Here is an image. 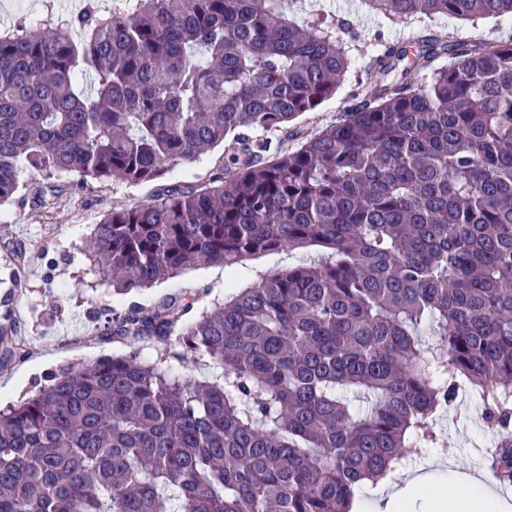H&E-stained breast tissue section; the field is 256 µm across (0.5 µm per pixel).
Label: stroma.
I'll return each instance as SVG.
<instances>
[{"mask_svg": "<svg viewBox=\"0 0 512 512\" xmlns=\"http://www.w3.org/2000/svg\"><path fill=\"white\" fill-rule=\"evenodd\" d=\"M116 0H0V29L28 22L34 15L67 19L94 6L113 9ZM298 20L335 27L336 36L353 53H360L374 35L397 40L412 37V24H393L372 12L364 0H297ZM363 71L351 73L336 95L316 111L293 122L296 139H285L291 149L297 139L313 136L336 124L353 102L351 93L363 80ZM224 172V149L215 147L190 164L170 170L160 180L133 185L120 180H60L58 196L42 207L33 203L32 191L41 186L40 175L29 174L27 187L12 201L0 205V311L10 310L26 342L24 355L0 363V409L16 403L26 392L44 383L49 373L74 362H92L102 356L124 354L128 340L97 335L104 311L127 312L132 306H156L170 295L192 301L195 312L212 308L241 288L255 284L268 273L317 260V246L253 256L236 268L226 270L220 280L209 277L210 267L197 265L183 270L153 287L117 295L102 283L89 260L88 249L96 224L112 208L144 203L167 188H197ZM22 249L27 263L23 287H15L10 248ZM473 396H459L456 410L438 418L443 435L438 452L447 454L455 469L482 470L486 436L477 429Z\"/></svg>", "mask_w": 512, "mask_h": 512, "instance_id": "35a3bbf8", "label": "stroma"}]
</instances>
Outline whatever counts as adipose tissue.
<instances>
[{
  "mask_svg": "<svg viewBox=\"0 0 512 512\" xmlns=\"http://www.w3.org/2000/svg\"><path fill=\"white\" fill-rule=\"evenodd\" d=\"M418 498L425 512H507L512 507L496 494L486 473L453 471L447 458L432 456L423 467L381 481L377 498L369 504L355 501L351 512H406Z\"/></svg>",
  "mask_w": 512,
  "mask_h": 512,
  "instance_id": "1",
  "label": "adipose tissue"
}]
</instances>
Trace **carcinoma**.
Masks as SVG:
<instances>
[{"label":"carcinoma","mask_w":512,"mask_h":512,"mask_svg":"<svg viewBox=\"0 0 512 512\" xmlns=\"http://www.w3.org/2000/svg\"><path fill=\"white\" fill-rule=\"evenodd\" d=\"M392 23L512 18V0H367ZM294 0H121L0 30V204L25 170L151 183L224 145V176L96 225L117 293L197 263L319 246L188 317L170 297L100 335L209 358L224 382L135 347L73 363L0 410V512H349L436 443L462 390L512 483V36H377L367 84L296 149L268 135L336 93L352 58ZM83 39L76 41L72 31ZM0 317V356L22 352Z\"/></svg>","instance_id":"carcinoma-1"}]
</instances>
